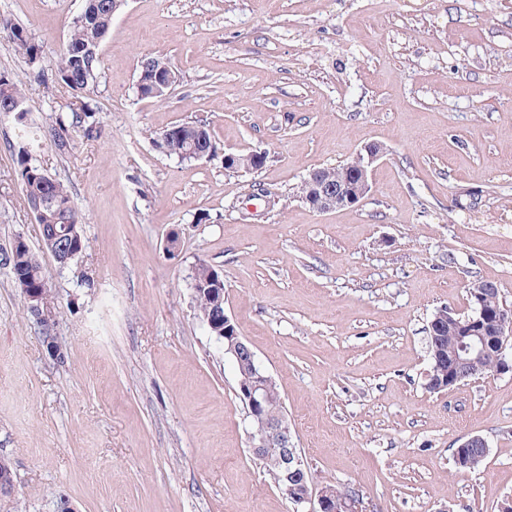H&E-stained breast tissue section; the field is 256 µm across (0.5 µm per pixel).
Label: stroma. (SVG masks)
<instances>
[{
    "label": "stroma",
    "mask_w": 512,
    "mask_h": 512,
    "mask_svg": "<svg viewBox=\"0 0 512 512\" xmlns=\"http://www.w3.org/2000/svg\"><path fill=\"white\" fill-rule=\"evenodd\" d=\"M83 0H0L55 69ZM90 94L96 133L33 155L85 216L87 248L42 263L54 344L0 265V512H296L248 444L232 360L193 300L206 261L277 384L313 488L368 512H500L512 498V374L433 392L429 324L490 281L512 307V0H127ZM176 82L141 97L138 64ZM28 119L66 100L28 84ZM205 122L221 155L182 162L152 134ZM0 115V253L40 249ZM385 154L354 207L314 212L313 170ZM266 151L257 171L224 153ZM178 231L181 248L165 243ZM63 359H56L52 346ZM488 454L453 455L467 437ZM170 69H172V67L166 58H156L153 60L151 63L152 76L148 73L143 77L142 80L146 84L142 94L147 98L161 99V97L164 96V93L151 95L152 89L149 85V82L152 78L155 93L164 92L165 90L167 92L168 89L173 85V80H175L173 78V76L175 77V74L173 73L172 76Z\"/></svg>",
    "instance_id": "35a3bbf8"
}]
</instances>
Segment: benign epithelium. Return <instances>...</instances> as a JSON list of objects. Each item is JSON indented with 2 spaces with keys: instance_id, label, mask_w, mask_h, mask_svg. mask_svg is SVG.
Listing matches in <instances>:
<instances>
[{
  "instance_id": "1",
  "label": "benign epithelium",
  "mask_w": 512,
  "mask_h": 512,
  "mask_svg": "<svg viewBox=\"0 0 512 512\" xmlns=\"http://www.w3.org/2000/svg\"><path fill=\"white\" fill-rule=\"evenodd\" d=\"M171 65L167 59L157 58L151 63L154 92L159 93L173 85ZM384 155V148L372 143L360 153L361 162L352 177L344 182L332 184L321 180L312 172L307 178L309 194L306 202L319 213L336 207H352L359 204L369 191V175L372 165ZM263 152L252 151L246 155L226 154L224 164L251 171L262 161ZM497 285L493 282H475L471 284L470 313L461 315L448 311V323L458 332L456 343L448 352H435L430 355L431 362L447 361L448 368L439 379L427 374L428 384L437 386V390L450 389L461 380L475 376L487 367L488 356L494 358V372L512 373V359L505 354L506 342L512 336V310L499 309L495 294ZM27 312L43 333L56 358H63L61 349L53 344L52 333L56 326L53 310L43 299L41 293L30 290L26 293ZM210 329L220 335L219 342L224 346V354L237 363H247L250 372L239 381V393L247 408L249 418L248 438L253 454L265 460L272 474L278 475L282 482L278 489L295 505L310 503L307 512H336V499L332 490L321 487L313 493L308 472L298 448H296L288 418L285 414L276 417L270 415L267 406L271 402L269 387L272 377L261 368L253 350L245 338L235 328L232 316L220 313L205 317ZM270 448L278 449L274 457L267 454Z\"/></svg>"
}]
</instances>
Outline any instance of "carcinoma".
Segmentation results:
<instances>
[{
    "label": "carcinoma",
    "instance_id": "1",
    "mask_svg": "<svg viewBox=\"0 0 512 512\" xmlns=\"http://www.w3.org/2000/svg\"><path fill=\"white\" fill-rule=\"evenodd\" d=\"M96 2L97 8L93 9V12L83 21L70 23L68 38L60 51L54 74L48 78L41 69L32 72L33 78L45 86H51L67 99V111L58 115L55 118V124L48 130L49 137L60 149L66 148L69 144L65 138V133L69 132V129L81 128L90 134L98 124L96 109L89 101V94L94 88V80L98 79L103 68V58L99 55L84 57L81 54V48L92 39L108 35L112 26V0H96ZM1 35L14 44L18 53L28 64L41 54L40 46L31 33L9 16L0 17ZM19 125H21V134L14 151L27 205H32L38 197H48L51 205L43 210L41 224L48 229L68 233V245L79 255L86 248V241L79 230L81 217L72 204L66 186L54 179L41 166L31 162V148L37 139L28 133L24 122H19ZM156 140L160 141V147L164 153L176 158L193 143L202 150L216 151L221 148L207 125L200 121L182 122L179 133H174L165 140L158 135ZM356 166V159L353 158L334 168L319 169L317 174L324 181L334 183L350 174ZM5 264L10 268L12 279L21 291L37 290L43 293L44 299L50 306H55L41 262L27 243L20 244L16 252L5 259ZM454 336H456L455 330L449 327L448 323L443 322L437 330L434 345L446 350L453 344Z\"/></svg>",
    "mask_w": 512,
    "mask_h": 512
}]
</instances>
